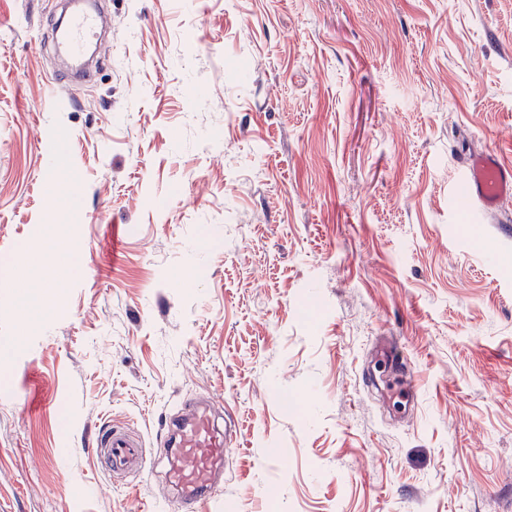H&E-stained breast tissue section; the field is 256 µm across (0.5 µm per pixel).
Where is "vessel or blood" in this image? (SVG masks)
<instances>
[{"label": "vessel or blood", "mask_w": 512, "mask_h": 512, "mask_svg": "<svg viewBox=\"0 0 512 512\" xmlns=\"http://www.w3.org/2000/svg\"><path fill=\"white\" fill-rule=\"evenodd\" d=\"M105 18L94 8L76 7L64 12L47 33L68 60H82L91 45L101 42ZM482 212L492 214L512 199V160L496 151L465 158L452 185ZM374 367L368 380L381 384L388 398H400L405 411H414L419 389L403 358L397 337H379L371 348ZM238 422L232 413L218 415L209 400L202 399L170 417L165 435L166 450L149 459L144 437L123 424L99 432L96 454L106 474L133 488L146 468L158 470L175 500L177 512H206L215 500L217 481L224 469V449L237 437Z\"/></svg>", "instance_id": "1"}]
</instances>
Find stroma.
<instances>
[{
	"instance_id": "obj_1",
	"label": "stroma",
	"mask_w": 512,
	"mask_h": 512,
	"mask_svg": "<svg viewBox=\"0 0 512 512\" xmlns=\"http://www.w3.org/2000/svg\"><path fill=\"white\" fill-rule=\"evenodd\" d=\"M54 6L0 0V512H175L88 437L200 396L221 512H512V205L450 193L512 155V0H109L56 87ZM371 352L374 367L367 371L366 380L381 383L389 399L400 398L404 412L414 411L418 404L419 389L403 358L400 340L396 336H380Z\"/></svg>"
}]
</instances>
